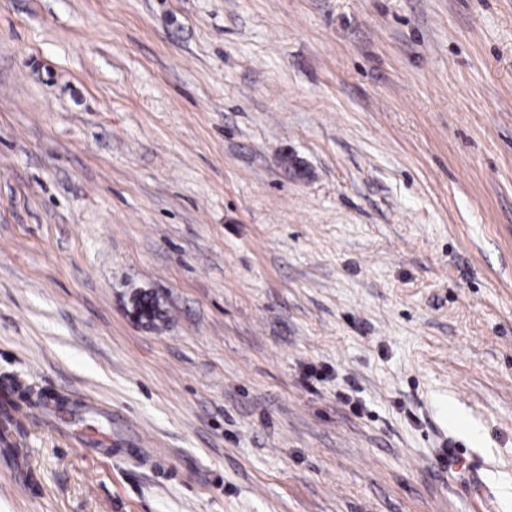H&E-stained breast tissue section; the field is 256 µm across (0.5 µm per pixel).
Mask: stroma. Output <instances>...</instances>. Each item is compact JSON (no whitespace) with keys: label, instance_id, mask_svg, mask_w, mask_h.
Returning a JSON list of instances; mask_svg holds the SVG:
<instances>
[{"label":"stroma","instance_id":"stroma-1","mask_svg":"<svg viewBox=\"0 0 512 512\" xmlns=\"http://www.w3.org/2000/svg\"><path fill=\"white\" fill-rule=\"evenodd\" d=\"M4 420L0 512H512V0H0Z\"/></svg>","mask_w":512,"mask_h":512}]
</instances>
